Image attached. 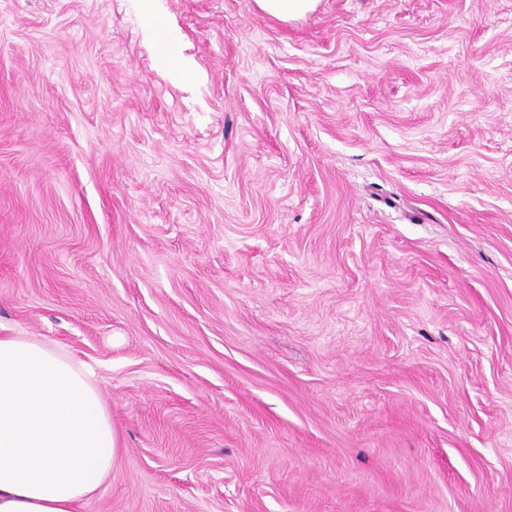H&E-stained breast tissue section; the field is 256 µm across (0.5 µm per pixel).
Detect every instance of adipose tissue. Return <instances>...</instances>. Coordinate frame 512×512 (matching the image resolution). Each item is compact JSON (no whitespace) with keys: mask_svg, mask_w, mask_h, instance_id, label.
I'll return each mask as SVG.
<instances>
[{"mask_svg":"<svg viewBox=\"0 0 512 512\" xmlns=\"http://www.w3.org/2000/svg\"><path fill=\"white\" fill-rule=\"evenodd\" d=\"M119 459L93 370L37 336H0V512H80Z\"/></svg>","mask_w":512,"mask_h":512,"instance_id":"1","label":"adipose tissue"}]
</instances>
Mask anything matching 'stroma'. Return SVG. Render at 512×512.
<instances>
[{"instance_id": "35a3bbf8", "label": "stroma", "mask_w": 512, "mask_h": 512, "mask_svg": "<svg viewBox=\"0 0 512 512\" xmlns=\"http://www.w3.org/2000/svg\"><path fill=\"white\" fill-rule=\"evenodd\" d=\"M0 0V329L93 366L82 512H512V0ZM317 0H257L260 9L280 20L302 17L315 8ZM156 41L159 57L168 64H176L177 48L175 41L171 38L166 24L161 20H156Z\"/></svg>"}]
</instances>
